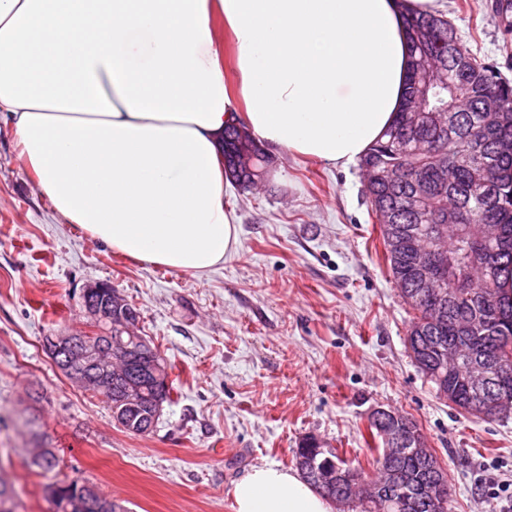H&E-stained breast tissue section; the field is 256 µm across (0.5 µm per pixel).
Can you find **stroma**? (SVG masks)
I'll list each match as a JSON object with an SVG mask.
<instances>
[{"instance_id": "obj_1", "label": "stroma", "mask_w": 512, "mask_h": 512, "mask_svg": "<svg viewBox=\"0 0 512 512\" xmlns=\"http://www.w3.org/2000/svg\"><path fill=\"white\" fill-rule=\"evenodd\" d=\"M487 0H443L472 52L512 81V44ZM240 248L190 273L136 263L66 223L0 121V480L21 512H54L45 486L78 478L127 512H235L253 467L293 469L312 435L366 476L382 407L413 419L448 474V512H499L512 484V413L486 420L438 398L408 355L413 316L388 275L357 164L285 152L257 186L231 187ZM111 282L141 311L176 387L146 437L59 371L45 336L89 334L84 288ZM50 441L59 467L28 466Z\"/></svg>"}]
</instances>
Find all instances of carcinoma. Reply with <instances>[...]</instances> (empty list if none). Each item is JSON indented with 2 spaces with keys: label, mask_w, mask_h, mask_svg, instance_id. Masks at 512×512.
<instances>
[{
  "label": "carcinoma",
  "mask_w": 512,
  "mask_h": 512,
  "mask_svg": "<svg viewBox=\"0 0 512 512\" xmlns=\"http://www.w3.org/2000/svg\"><path fill=\"white\" fill-rule=\"evenodd\" d=\"M491 9L505 18L504 31L511 34L512 0H493ZM404 25L410 72L441 70L444 86L438 88L437 95L425 97L407 82L404 102L393 125L359 159V165L371 166L365 193L377 223L387 224L392 217L405 231L418 234L411 255L397 251L386 235H381L389 276L414 312L407 336H415L423 344L436 333L428 305L419 297L423 289L414 266L436 248L431 227L454 229L457 239L448 249L449 273L439 285L447 297L446 335H456L460 323L491 320L478 333L481 345L512 373V298L504 292L505 283L512 279V251L493 253V246L484 244L483 236L475 232L482 224H494L512 240V153L496 156L495 144L486 139L476 123L485 102H495L499 133L512 137V82L504 80L494 64L475 54L465 63L456 61L450 55V46L458 38L457 30L444 14L409 13ZM243 137L256 144L243 123L227 125L224 156L240 152ZM421 178L433 180L435 189L429 196L416 199L411 196V185ZM95 326L99 332L94 340L104 343L117 336L121 323L99 318ZM435 356V370L444 378L448 377V368L461 363L445 346ZM84 390L102 398L112 420L124 432L143 437L159 421L152 413L153 401L170 403L174 386L166 375L158 385L145 387L139 395L125 393L120 383L110 392L89 386ZM369 427L374 437H383L392 427L411 440L426 441L416 422L401 414L386 422L373 415ZM323 459L308 437L293 454L298 469L311 460L318 464ZM32 463L45 472L59 466L53 450L39 444L32 448ZM376 465L380 472L399 469L409 487L418 490L435 475L437 460L415 452L395 462L383 453ZM381 481L380 477L368 481V496L358 500L351 512H397L391 503V488L379 486ZM91 489L95 486L72 479L55 488L47 487V493L55 512H90L76 508L74 503Z\"/></svg>",
  "instance_id": "carcinoma-1"
}]
</instances>
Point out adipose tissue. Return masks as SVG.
Returning <instances> with one entry per match:
<instances>
[{
  "instance_id": "1",
  "label": "adipose tissue",
  "mask_w": 512,
  "mask_h": 512,
  "mask_svg": "<svg viewBox=\"0 0 512 512\" xmlns=\"http://www.w3.org/2000/svg\"><path fill=\"white\" fill-rule=\"evenodd\" d=\"M439 0H0V115L54 210L114 253L203 273L240 246L220 144L348 166L401 109L403 17ZM234 39L224 80L216 20ZM235 512H331L296 473L252 468ZM241 133L244 134L245 138L249 143L255 147L258 145L255 138L252 136L247 127L236 120V123H231L224 129V158L226 159L229 155H234L241 150ZM257 142V143H256Z\"/></svg>"
}]
</instances>
